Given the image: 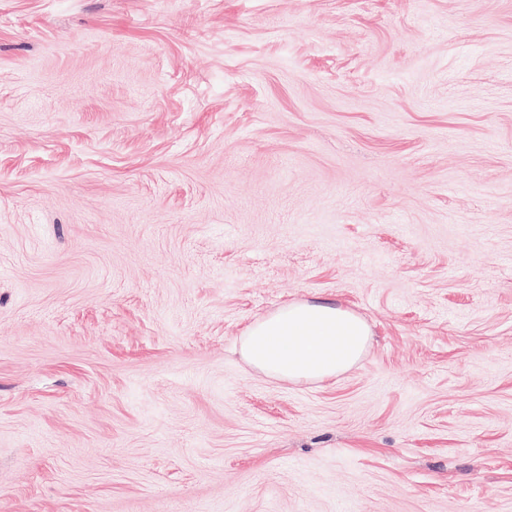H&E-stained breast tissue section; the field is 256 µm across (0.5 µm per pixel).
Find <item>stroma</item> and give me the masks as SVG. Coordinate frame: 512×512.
<instances>
[{
  "mask_svg": "<svg viewBox=\"0 0 512 512\" xmlns=\"http://www.w3.org/2000/svg\"><path fill=\"white\" fill-rule=\"evenodd\" d=\"M0 512H512V0H0ZM371 328L341 306L295 300L252 323L238 338L241 357L254 371L278 382H324L364 357Z\"/></svg>",
  "mask_w": 512,
  "mask_h": 512,
  "instance_id": "stroma-1",
  "label": "stroma"
}]
</instances>
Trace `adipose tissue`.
<instances>
[{"label":"adipose tissue","mask_w":512,"mask_h":512,"mask_svg":"<svg viewBox=\"0 0 512 512\" xmlns=\"http://www.w3.org/2000/svg\"><path fill=\"white\" fill-rule=\"evenodd\" d=\"M359 314L327 303L295 300L252 323L238 338L239 352L254 371L278 382L335 379L357 365L371 341Z\"/></svg>","instance_id":"obj_1"}]
</instances>
